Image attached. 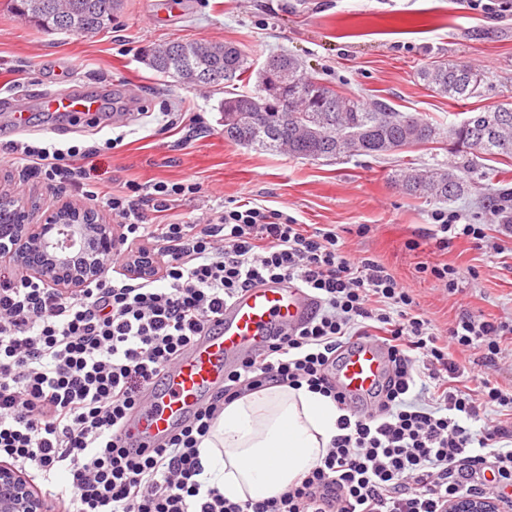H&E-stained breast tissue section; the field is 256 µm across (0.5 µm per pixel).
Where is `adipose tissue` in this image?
<instances>
[{"label":"adipose tissue","mask_w":512,"mask_h":512,"mask_svg":"<svg viewBox=\"0 0 512 512\" xmlns=\"http://www.w3.org/2000/svg\"><path fill=\"white\" fill-rule=\"evenodd\" d=\"M339 415L331 398L307 387H263L225 406L200 445L202 477L233 502L278 496L320 462Z\"/></svg>","instance_id":"obj_1"}]
</instances>
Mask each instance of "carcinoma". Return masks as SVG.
<instances>
[{
    "mask_svg": "<svg viewBox=\"0 0 512 512\" xmlns=\"http://www.w3.org/2000/svg\"><path fill=\"white\" fill-rule=\"evenodd\" d=\"M11 9L39 28L86 35L112 26L121 0H10ZM146 65L164 78L186 86L231 88L221 102L224 139L269 152L311 160L353 156L379 157L406 148L433 143L440 129L432 121L398 114L386 102L370 104L337 90L331 83L307 73L298 57L280 53L268 57L250 72L247 57L235 46L203 40L170 41L146 50ZM288 75V90H296L288 104L262 94V85ZM418 78L435 93L456 101L473 97L483 82L480 70L457 63L424 67ZM255 80L251 92L236 85ZM512 106L470 112L448 126V139L461 148L512 159ZM394 182L411 195L439 202L462 197L470 186L469 168L450 164L428 171L402 170Z\"/></svg>",
    "mask_w": 512,
    "mask_h": 512,
    "instance_id": "carcinoma-1",
    "label": "carcinoma"
}]
</instances>
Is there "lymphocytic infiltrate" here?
<instances>
[{
    "mask_svg": "<svg viewBox=\"0 0 512 512\" xmlns=\"http://www.w3.org/2000/svg\"><path fill=\"white\" fill-rule=\"evenodd\" d=\"M95 146L52 138L7 141L11 165L50 187L80 188L119 227L109 272L61 292L19 276L0 285V461L37 472L64 512H448L451 500H503L512 485V392L480 379L477 393L453 387L454 351L495 363L512 324L466 315L439 328L412 290L381 262L344 248L335 225L309 227L279 209L235 204L206 221L153 224L200 183L132 182L93 187ZM427 237L437 249L482 245L484 225L435 210ZM151 273L137 276V262ZM300 284L317 309L304 326L275 336L267 351L229 372L187 425L150 453L117 443L149 386L239 293L268 281ZM387 347L391 375L369 414L351 411L336 388L338 351L354 338ZM275 382L302 385L341 410L320 463L283 494L233 502L203 489L199 444L226 404Z\"/></svg>",
    "mask_w": 512,
    "mask_h": 512,
    "instance_id": "obj_1",
    "label": "lymphocytic infiltrate"
}]
</instances>
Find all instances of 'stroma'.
Segmentation results:
<instances>
[{
	"label": "stroma",
	"mask_w": 512,
	"mask_h": 512,
	"mask_svg": "<svg viewBox=\"0 0 512 512\" xmlns=\"http://www.w3.org/2000/svg\"><path fill=\"white\" fill-rule=\"evenodd\" d=\"M155 2L122 0L111 28L64 35L39 30L0 0V97L21 99L28 137L49 131L63 143L89 144L121 137V144L94 160L97 186L116 191L130 181L193 179L201 195L175 205L188 223L202 205L233 201L280 209L303 224L335 225L348 252L385 264L439 326L466 313H512V239L499 255L462 239L444 251L431 244L408 250L407 242L429 229L438 204L405 193L391 180L397 169L472 162L468 191L447 208L486 225L494 237L499 220L489 204L502 188L512 189V176L503 183L494 176L505 168L503 158L462 155L445 139L380 160H308L241 146L224 138L223 91L177 85L149 69L142 56L153 44L205 39L238 46L257 69L269 54L286 51L342 92L382 99L447 126L464 113L512 104V13L495 19L461 9L455 0H184L180 13L161 18L154 14ZM448 62L483 72L478 94L457 102L417 76L428 64ZM69 88L108 94L117 107L114 122L97 132L84 115L49 119L41 92ZM166 111L179 113L177 126L165 129L155 121V113ZM0 192L36 215L53 205L84 204L79 189H51L7 164L0 166ZM357 224L369 225L368 235H353ZM425 261L472 267L481 277L451 293L417 273Z\"/></svg>",
	"instance_id": "35a3bbf8"
}]
</instances>
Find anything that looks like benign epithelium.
Listing matches in <instances>:
<instances>
[{"mask_svg":"<svg viewBox=\"0 0 512 512\" xmlns=\"http://www.w3.org/2000/svg\"><path fill=\"white\" fill-rule=\"evenodd\" d=\"M14 223L0 225V259L25 269L27 276L55 287L77 290L97 279L112 255L114 237L109 224H99L89 212L73 205L45 211L34 220L25 207L0 196ZM48 507L22 471L0 463V512H47ZM448 512H497V503L462 497L448 504Z\"/></svg>","mask_w":512,"mask_h":512,"instance_id":"7a95c632","label":"benign epithelium"}]
</instances>
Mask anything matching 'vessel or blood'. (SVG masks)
<instances>
[{
	"instance_id": "b4317fda",
	"label": "vessel or blood",
	"mask_w": 512,
	"mask_h": 512,
	"mask_svg": "<svg viewBox=\"0 0 512 512\" xmlns=\"http://www.w3.org/2000/svg\"><path fill=\"white\" fill-rule=\"evenodd\" d=\"M47 111L94 115L96 98L71 93L49 94ZM312 310V299L299 285L266 283L235 297L210 335L201 337L151 386L136 417L126 428L128 445L152 448L185 422L222 386L225 373L242 360L265 351L276 333L302 324ZM388 372L385 346L360 339L346 346L336 364L338 390L349 402L359 403L380 386Z\"/></svg>"
}]
</instances>
